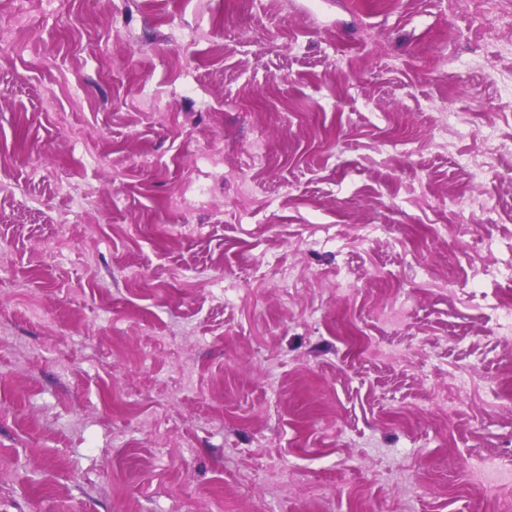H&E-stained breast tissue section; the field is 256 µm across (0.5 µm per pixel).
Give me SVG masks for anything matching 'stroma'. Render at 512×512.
Instances as JSON below:
<instances>
[{"mask_svg":"<svg viewBox=\"0 0 512 512\" xmlns=\"http://www.w3.org/2000/svg\"><path fill=\"white\" fill-rule=\"evenodd\" d=\"M511 71L446 0H0V512H496Z\"/></svg>","mask_w":512,"mask_h":512,"instance_id":"35a3bbf8","label":"stroma"}]
</instances>
